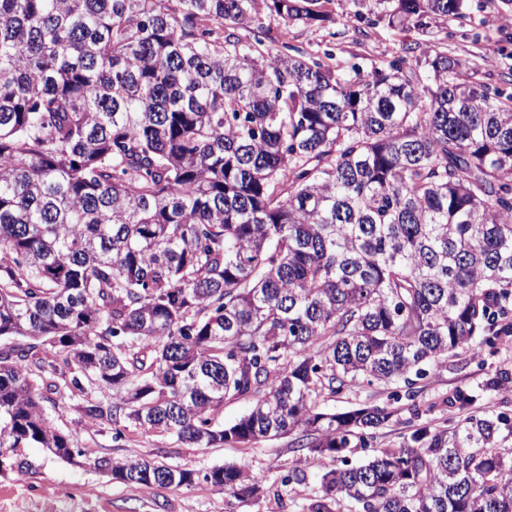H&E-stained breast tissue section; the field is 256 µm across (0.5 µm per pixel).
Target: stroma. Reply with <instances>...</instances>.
<instances>
[{
    "label": "stroma",
    "mask_w": 512,
    "mask_h": 512,
    "mask_svg": "<svg viewBox=\"0 0 512 512\" xmlns=\"http://www.w3.org/2000/svg\"><path fill=\"white\" fill-rule=\"evenodd\" d=\"M317 8L327 15V22L287 25L271 16L272 26L283 33L273 52H282L287 44L312 52L328 50L341 66L356 63L367 69L423 40L412 29L392 30L357 19L346 13L343 0H319ZM466 13V19L441 24V41L449 55L479 64L482 81L512 94V0H467ZM503 366L512 368L510 346L485 348L478 358L463 352L449 357L435 375L417 382L418 415H411L407 403H400L397 415L377 430V443L398 445L414 418L422 424L452 425L459 417L450 402L455 390L483 388ZM40 393L53 425L71 435L88 456L145 457L193 470L242 461L263 478L265 493L241 501L205 484L145 490L88 465L62 460L47 449L29 447L15 449L13 468L0 471V512H304L308 499L319 490L320 460L294 449L295 435L243 447L197 448L164 433L130 426L117 440L108 422L85 420L76 399L46 387ZM298 467L307 475L305 483L282 485V477Z\"/></svg>",
    "instance_id": "stroma-1"
}]
</instances>
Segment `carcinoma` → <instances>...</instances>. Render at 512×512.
<instances>
[{
  "label": "carcinoma",
  "mask_w": 512,
  "mask_h": 512,
  "mask_svg": "<svg viewBox=\"0 0 512 512\" xmlns=\"http://www.w3.org/2000/svg\"><path fill=\"white\" fill-rule=\"evenodd\" d=\"M464 6L373 0L365 20L429 33ZM268 11L326 20L314 0H0V460L83 456L36 371L89 421L200 448L301 431L323 460L307 512H512V413L479 392L390 448L371 441L397 408L313 402L364 381L398 401L449 354L512 344V95L436 41L367 73L274 55ZM231 398L253 405L224 425ZM87 463L265 491L241 463Z\"/></svg>",
  "instance_id": "cac0c4a2"
}]
</instances>
